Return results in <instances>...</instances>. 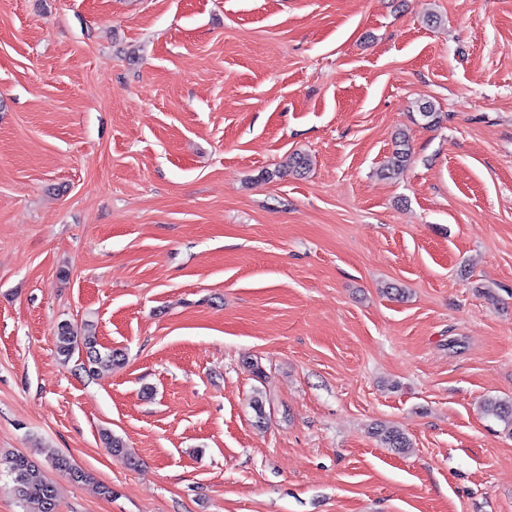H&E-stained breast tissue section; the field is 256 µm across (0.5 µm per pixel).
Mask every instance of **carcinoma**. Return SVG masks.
Here are the masks:
<instances>
[{"label": "carcinoma", "instance_id": "carcinoma-1", "mask_svg": "<svg viewBox=\"0 0 512 512\" xmlns=\"http://www.w3.org/2000/svg\"><path fill=\"white\" fill-rule=\"evenodd\" d=\"M410 158L409 137L401 131L395 137V149L389 165L381 169L380 175L388 177L399 173L405 168ZM92 325L88 324L79 332L67 323L59 324L55 336L57 356L67 362L78 350L85 352L87 364L84 371L93 374L97 369L119 365L125 361V354L120 350L100 351ZM483 411L504 424V428L512 435V403L497 399H486ZM374 435L380 443L398 454H405L411 448L408 437L398 428L387 424H378ZM101 439L110 454L129 466L136 465V459L126 448V444L108 432L101 433ZM7 475L11 479V492L23 512H56L55 486L47 479L42 468L30 457L16 454L4 459ZM54 468L74 483H86L92 480L91 475L75 466L67 457L57 456L53 459Z\"/></svg>", "mask_w": 512, "mask_h": 512}]
</instances>
